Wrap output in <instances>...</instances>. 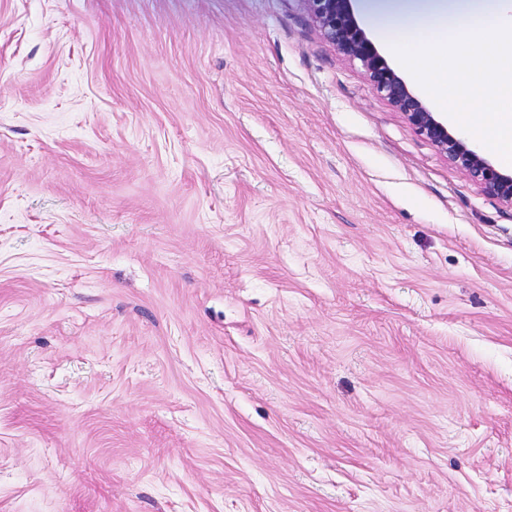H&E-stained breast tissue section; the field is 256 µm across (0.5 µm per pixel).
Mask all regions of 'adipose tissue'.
<instances>
[{
    "label": "adipose tissue",
    "mask_w": 512,
    "mask_h": 512,
    "mask_svg": "<svg viewBox=\"0 0 512 512\" xmlns=\"http://www.w3.org/2000/svg\"><path fill=\"white\" fill-rule=\"evenodd\" d=\"M363 15L377 37L409 73L422 77L426 93L438 106L487 143L504 164L512 163V60L479 52L483 41L512 35V0L490 7L457 11L411 0L395 7L389 0H364ZM469 66L456 68L460 56ZM491 107V114L466 112L461 97Z\"/></svg>",
    "instance_id": "ef3b65f1"
}]
</instances>
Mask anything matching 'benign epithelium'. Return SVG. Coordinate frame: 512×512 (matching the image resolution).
Here are the masks:
<instances>
[{"mask_svg": "<svg viewBox=\"0 0 512 512\" xmlns=\"http://www.w3.org/2000/svg\"><path fill=\"white\" fill-rule=\"evenodd\" d=\"M324 35L346 56L361 64L373 90L401 112L417 131L433 142L448 159L484 192L512 206V174L497 170L468 148L461 133L430 112L424 102L388 65L350 9L351 0H305Z\"/></svg>", "mask_w": 512, "mask_h": 512, "instance_id": "benign-epithelium-1", "label": "benign epithelium"}]
</instances>
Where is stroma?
I'll use <instances>...</instances> for the list:
<instances>
[{
	"instance_id": "stroma-1",
	"label": "stroma",
	"mask_w": 512,
	"mask_h": 512,
	"mask_svg": "<svg viewBox=\"0 0 512 512\" xmlns=\"http://www.w3.org/2000/svg\"><path fill=\"white\" fill-rule=\"evenodd\" d=\"M0 512H512V206L305 0H0Z\"/></svg>"
}]
</instances>
